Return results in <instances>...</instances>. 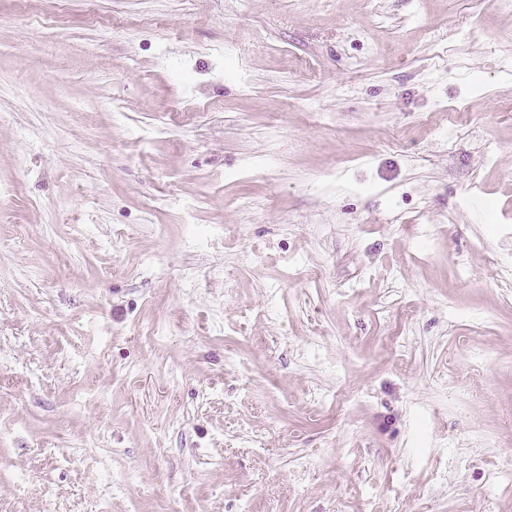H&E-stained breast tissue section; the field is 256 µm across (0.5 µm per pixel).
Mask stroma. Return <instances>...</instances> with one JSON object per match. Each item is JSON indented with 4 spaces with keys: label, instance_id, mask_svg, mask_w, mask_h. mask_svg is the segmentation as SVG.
I'll use <instances>...</instances> for the list:
<instances>
[{
    "label": "stroma",
    "instance_id": "stroma-1",
    "mask_svg": "<svg viewBox=\"0 0 512 512\" xmlns=\"http://www.w3.org/2000/svg\"><path fill=\"white\" fill-rule=\"evenodd\" d=\"M0 359V512H512V5L0 0Z\"/></svg>",
    "mask_w": 512,
    "mask_h": 512
}]
</instances>
